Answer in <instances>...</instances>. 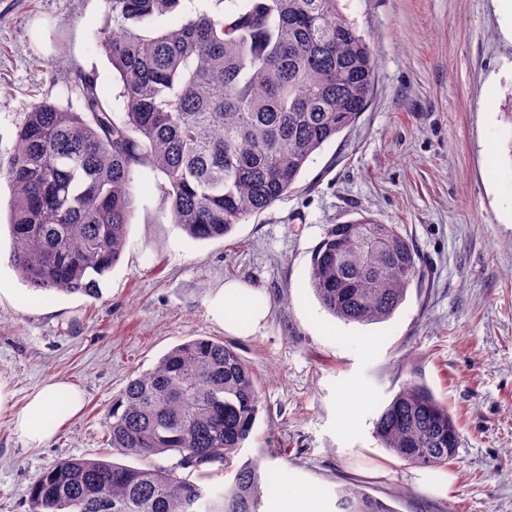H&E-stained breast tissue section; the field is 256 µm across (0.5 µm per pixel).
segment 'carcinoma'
Returning a JSON list of instances; mask_svg holds the SVG:
<instances>
[{"label":"carcinoma","instance_id":"1","mask_svg":"<svg viewBox=\"0 0 512 512\" xmlns=\"http://www.w3.org/2000/svg\"><path fill=\"white\" fill-rule=\"evenodd\" d=\"M104 0L96 46L112 64V103L90 75L68 93L82 110L41 102L17 130L9 165L11 266L29 287L97 300L120 260L145 171L160 173L172 223L221 238L283 197L312 155L359 118L377 58L340 0ZM418 275L395 224H331L312 252L309 288L346 323L390 319ZM264 410L250 366L218 341L171 348L112 405V454L51 466L29 512H259L266 471L235 462ZM381 447L442 470L459 435L448 406L404 383L374 422ZM172 454L162 466L154 457ZM229 484H207L212 466ZM338 512H398L364 486L336 493Z\"/></svg>","mask_w":512,"mask_h":512}]
</instances>
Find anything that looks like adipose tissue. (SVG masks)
<instances>
[{
  "instance_id": "ef3b65f1",
  "label": "adipose tissue",
  "mask_w": 512,
  "mask_h": 512,
  "mask_svg": "<svg viewBox=\"0 0 512 512\" xmlns=\"http://www.w3.org/2000/svg\"><path fill=\"white\" fill-rule=\"evenodd\" d=\"M254 289L231 282L217 290L209 303L210 314L226 331L237 332L239 320H246L251 327H258L267 314L264 307L253 304ZM69 400V415L79 413L84 405L80 389L61 381H48L32 392L19 409L14 422L15 436L29 448L46 444L53 430L42 425L40 419L53 407L58 397Z\"/></svg>"
}]
</instances>
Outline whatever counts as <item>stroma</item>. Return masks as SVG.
I'll list each match as a JSON object with an SVG mask.
<instances>
[{"label":"stroma","mask_w":512,"mask_h":512,"mask_svg":"<svg viewBox=\"0 0 512 512\" xmlns=\"http://www.w3.org/2000/svg\"><path fill=\"white\" fill-rule=\"evenodd\" d=\"M378 53L370 102L313 154L284 197L227 236L195 240L158 189L136 188L120 261L102 297L28 288L9 263L4 171L26 112L79 108L66 87L90 74L112 87L95 47L104 0H0V380L15 405L50 378L79 386L82 413L47 446L25 447L0 410V512L55 463L111 459L106 424L129 380L193 338L247 361L264 409L240 459L260 458L286 486L315 487L320 512L356 483L398 512H512V26L497 0H340ZM371 215L399 225L421 282L387 321L346 323L308 287L326 225ZM267 305L234 334L209 313L225 282ZM416 380L447 404L461 445L447 469L393 457L373 422ZM449 492H442L443 484Z\"/></svg>","instance_id":"obj_1"}]
</instances>
